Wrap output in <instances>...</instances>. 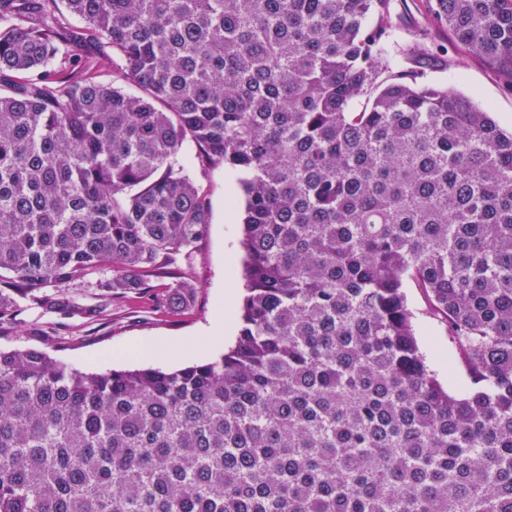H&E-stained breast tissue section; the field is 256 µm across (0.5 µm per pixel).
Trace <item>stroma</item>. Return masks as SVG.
Masks as SVG:
<instances>
[{
  "label": "stroma",
  "instance_id": "obj_1",
  "mask_svg": "<svg viewBox=\"0 0 512 512\" xmlns=\"http://www.w3.org/2000/svg\"><path fill=\"white\" fill-rule=\"evenodd\" d=\"M391 14L401 42L420 44L431 53L430 83H454L463 95L488 108L502 128H512V86L497 69L467 54L448 28L434 24L426 13L425 0H391ZM177 163L207 197L210 224L188 257L179 259L167 274L151 276L149 282L153 295L160 298L179 277H189L196 291L187 307L169 314L133 293L120 297L98 288L73 286L69 292L78 303L98 306V313L37 308L24 311L16 318L0 320L1 347L41 348L69 367L98 372L152 366V359L137 356L134 348L157 339L176 343L170 360L164 363L169 370L216 359L233 345L234 336L214 344L207 334L219 317L231 326L239 324L241 305L228 300L226 282L232 278L238 288L246 286L241 247V174L221 165L201 169L197 150L190 144L183 146ZM406 295L431 369L452 394H460V386L452 383L448 374L453 351L444 322L431 310L421 289L407 286Z\"/></svg>",
  "mask_w": 512,
  "mask_h": 512
}]
</instances>
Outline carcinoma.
Listing matches in <instances>:
<instances>
[{
  "mask_svg": "<svg viewBox=\"0 0 512 512\" xmlns=\"http://www.w3.org/2000/svg\"><path fill=\"white\" fill-rule=\"evenodd\" d=\"M388 7L0 0V318L70 309L104 270L97 287L149 298L209 224L186 142L243 174L248 280L206 363L86 373L0 349V512H512V132L425 81ZM427 8L512 85V0ZM71 16L110 78L71 53ZM194 290L181 277L167 310ZM405 291L408 304L415 315L417 337L431 369L441 383L448 386L452 394H462L460 385L452 383L449 378L448 362L453 356V351L448 346V331L444 322L431 310L420 288L409 283Z\"/></svg>",
  "mask_w": 512,
  "mask_h": 512,
  "instance_id": "carcinoma-1",
  "label": "carcinoma"
}]
</instances>
